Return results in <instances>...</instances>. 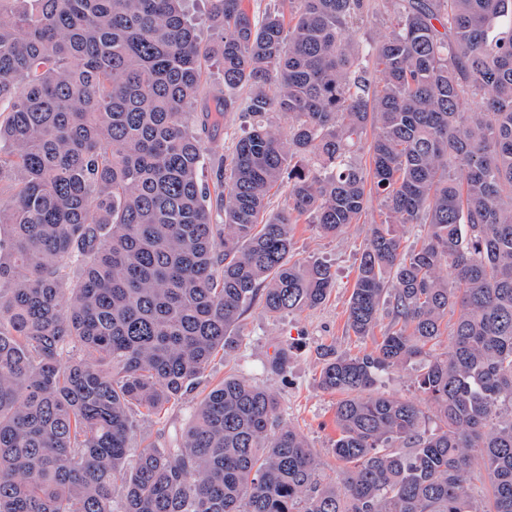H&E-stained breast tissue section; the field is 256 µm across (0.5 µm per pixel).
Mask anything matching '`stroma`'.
I'll return each instance as SVG.
<instances>
[{
    "instance_id": "stroma-1",
    "label": "stroma",
    "mask_w": 512,
    "mask_h": 512,
    "mask_svg": "<svg viewBox=\"0 0 512 512\" xmlns=\"http://www.w3.org/2000/svg\"><path fill=\"white\" fill-rule=\"evenodd\" d=\"M195 124L210 151L231 155L240 133L237 114H228L223 124H204V108L196 106ZM384 219L378 198H371L358 223L335 236L321 234L309 219H301L292 230L291 257L299 262H321L329 266L335 287L320 306L300 312L268 316L261 306L251 307L236 329L239 349L234 358L215 357L194 390L181 403L160 416L140 423L143 443L164 445L176 432L185 429L197 402L212 386L229 375H240L269 388L277 396L284 419L299 428L318 452L325 480L335 479L339 463L331 453L336 438V394L319 384L321 361L318 350L330 345L337 352L360 355L374 347L373 338L357 339L347 325V304L355 285L363 251L372 225ZM288 351V371L274 376L268 360L274 349Z\"/></svg>"
}]
</instances>
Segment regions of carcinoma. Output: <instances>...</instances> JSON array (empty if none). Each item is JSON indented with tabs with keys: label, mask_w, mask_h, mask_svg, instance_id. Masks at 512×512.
<instances>
[{
	"label": "carcinoma",
	"mask_w": 512,
	"mask_h": 512,
	"mask_svg": "<svg viewBox=\"0 0 512 512\" xmlns=\"http://www.w3.org/2000/svg\"><path fill=\"white\" fill-rule=\"evenodd\" d=\"M207 2L213 43L187 0H0V512H512V0H386L366 46L368 0L258 20ZM215 62L207 120L243 117L227 162L193 123ZM373 192L347 324L388 322L369 352L320 353L336 480L243 376L166 447L138 444L254 303L326 300L334 276L290 260L291 225L336 235ZM394 224L423 225L420 247ZM406 366L427 408L363 396ZM370 11L353 26V35L358 41H378L390 29L392 16L383 7L382 0H369Z\"/></svg>",
	"instance_id": "1"
}]
</instances>
